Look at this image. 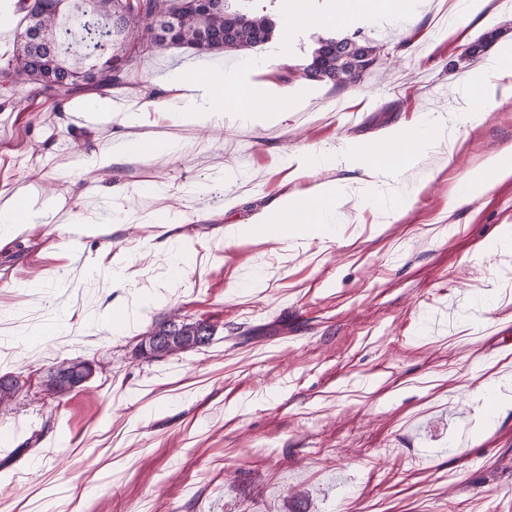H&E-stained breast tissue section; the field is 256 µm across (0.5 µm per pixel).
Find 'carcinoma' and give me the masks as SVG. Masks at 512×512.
<instances>
[{
    "mask_svg": "<svg viewBox=\"0 0 512 512\" xmlns=\"http://www.w3.org/2000/svg\"><path fill=\"white\" fill-rule=\"evenodd\" d=\"M72 0H42L44 44L23 39L30 28V7H25L22 32L12 58L0 74L14 86H28L26 98L45 94L64 102L93 85L109 91L126 83L130 71L146 59L174 47L198 53L247 54L264 46L277 31L269 14L232 7L215 0L203 10L196 0H79L81 11L69 19ZM215 37L203 45L199 35ZM377 61V49L367 40L344 37L321 39L311 61L298 70L300 78L329 81L337 86L356 82ZM199 324L174 312L144 337L139 355L152 359L195 349L192 337ZM21 386L15 377H0V413L14 403Z\"/></svg>",
    "mask_w": 512,
    "mask_h": 512,
    "instance_id": "1",
    "label": "carcinoma"
}]
</instances>
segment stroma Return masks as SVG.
Wrapping results in <instances>:
<instances>
[{
  "instance_id": "35a3bbf8",
  "label": "stroma",
  "mask_w": 512,
  "mask_h": 512,
  "mask_svg": "<svg viewBox=\"0 0 512 512\" xmlns=\"http://www.w3.org/2000/svg\"><path fill=\"white\" fill-rule=\"evenodd\" d=\"M356 30L381 58L356 86L291 80L312 99L262 127L228 112L202 131L147 109L130 134L181 145L147 162L81 165L117 128L76 122L95 91L19 106L0 81V201L22 187L65 200L59 222L35 212L0 232V375L23 385L0 415V512H512V238L499 234L512 178L459 199L470 172L512 144V102L483 100V123L467 130L453 100L512 45V0L465 18L458 0H415L406 15L301 29L281 56L272 41L219 61L278 78L308 64L318 39ZM208 61L168 50L106 96L166 99L157 75ZM436 118L453 160L432 155L396 179L284 162ZM325 182L344 190L335 235L225 238L227 224ZM159 193L176 223H157ZM117 306L129 320L112 332ZM176 311L209 320L212 342L136 356ZM66 361L96 373L48 394Z\"/></svg>"
}]
</instances>
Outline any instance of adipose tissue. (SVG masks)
Listing matches in <instances>:
<instances>
[{
	"instance_id": "obj_1",
	"label": "adipose tissue",
	"mask_w": 512,
	"mask_h": 512,
	"mask_svg": "<svg viewBox=\"0 0 512 512\" xmlns=\"http://www.w3.org/2000/svg\"><path fill=\"white\" fill-rule=\"evenodd\" d=\"M360 13L358 0H338L328 13H310L300 0H288V19L282 33L290 41L295 32L307 25H352ZM173 89L171 98L160 101L161 109L181 113L185 120L205 129L223 123L228 112L238 113L244 123L254 124L266 114H285L295 99L286 88L272 79H232L213 68H186L166 77ZM440 122L422 127L399 125L378 137L360 143H347L323 153L291 155L289 167L302 171L329 159L346 167L362 169L368 180L402 174L405 167L418 163L430 154H447L448 143L440 132ZM512 177V145L486 158L472 173L463 188L464 197L482 195L502 179ZM342 195L338 185L328 182L312 192H290L275 204L257 213L246 225L230 224L224 229L228 238L259 236L284 243L312 230L333 235L334 227L328 218L340 206Z\"/></svg>"
}]
</instances>
